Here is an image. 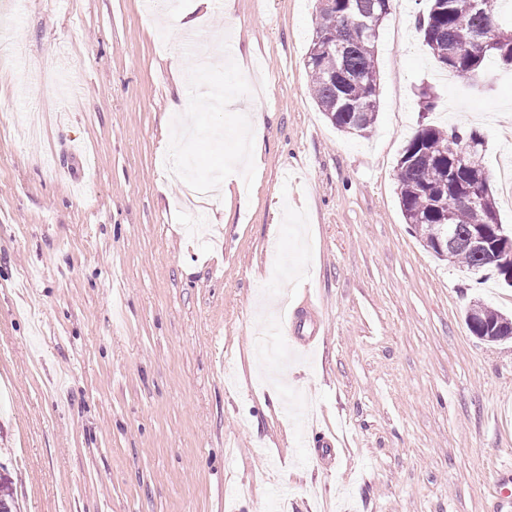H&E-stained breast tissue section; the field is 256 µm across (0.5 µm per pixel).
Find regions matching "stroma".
Returning a JSON list of instances; mask_svg holds the SVG:
<instances>
[{"mask_svg": "<svg viewBox=\"0 0 512 512\" xmlns=\"http://www.w3.org/2000/svg\"><path fill=\"white\" fill-rule=\"evenodd\" d=\"M196 2L166 15L196 18L190 44L142 0H0V472L17 512H512V339L465 324L475 301L512 315V288L424 247L397 178L421 126L477 131L511 229L512 73L457 78L423 45L426 0H392L378 118L350 135L313 99L318 0ZM228 12L222 68L191 78ZM254 103L250 183L184 206ZM180 112L202 135L176 155ZM268 298L316 307V344L280 326L261 350ZM315 430L341 441L337 464Z\"/></svg>", "mask_w": 512, "mask_h": 512, "instance_id": "1", "label": "stroma"}]
</instances>
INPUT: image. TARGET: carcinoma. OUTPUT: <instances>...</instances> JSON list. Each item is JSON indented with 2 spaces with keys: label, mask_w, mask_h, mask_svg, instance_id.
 <instances>
[{
  "label": "carcinoma",
  "mask_w": 512,
  "mask_h": 512,
  "mask_svg": "<svg viewBox=\"0 0 512 512\" xmlns=\"http://www.w3.org/2000/svg\"><path fill=\"white\" fill-rule=\"evenodd\" d=\"M319 22L307 53L313 97L320 111L339 131L364 134L375 124L379 109V82L375 53L380 30L390 14L391 0H318ZM368 25L358 33L357 21ZM423 42L439 64L459 78L478 82L486 62L494 58L512 66V40L497 39L501 29L494 0H428L418 18ZM329 45L330 53H315ZM484 142L474 131L423 125L408 142L398 163L400 207L406 223L437 256L469 270H497L512 278V255L501 264L466 246L480 227L492 242L512 234L499 224L489 185H479L477 201L468 200L471 173L459 167L458 156L471 150L481 158ZM455 238L456 246L439 250L438 241ZM472 335L495 340L512 337V318L482 305L467 322ZM0 512L13 510L8 479L0 476Z\"/></svg>",
  "instance_id": "cac0c4a2"
}]
</instances>
